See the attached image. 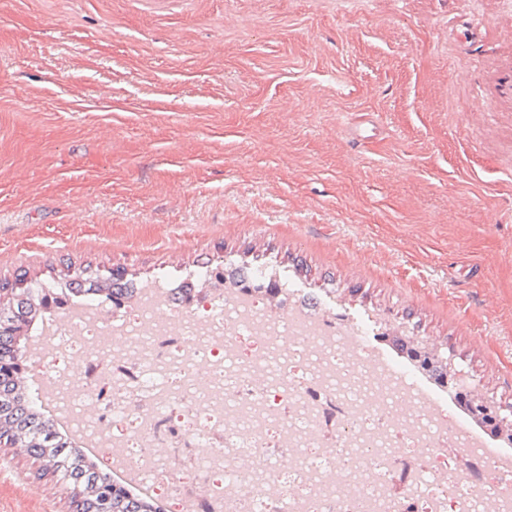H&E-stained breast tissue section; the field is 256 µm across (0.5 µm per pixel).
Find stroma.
I'll return each instance as SVG.
<instances>
[{
	"instance_id": "1",
	"label": "stroma",
	"mask_w": 512,
	"mask_h": 512,
	"mask_svg": "<svg viewBox=\"0 0 512 512\" xmlns=\"http://www.w3.org/2000/svg\"><path fill=\"white\" fill-rule=\"evenodd\" d=\"M288 270L512 405V0H0V282ZM0 446V512H69Z\"/></svg>"
}]
</instances>
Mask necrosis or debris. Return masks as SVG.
<instances>
[{
  "label": "necrosis or debris",
  "mask_w": 512,
  "mask_h": 512,
  "mask_svg": "<svg viewBox=\"0 0 512 512\" xmlns=\"http://www.w3.org/2000/svg\"><path fill=\"white\" fill-rule=\"evenodd\" d=\"M263 277L186 304L146 282L130 304L41 321L24 340L37 403L171 512L198 494L208 512H512L511 453L472 482L448 452L477 433L418 414L403 371L316 300L272 310Z\"/></svg>",
  "instance_id": "4bbe7bcc"
}]
</instances>
